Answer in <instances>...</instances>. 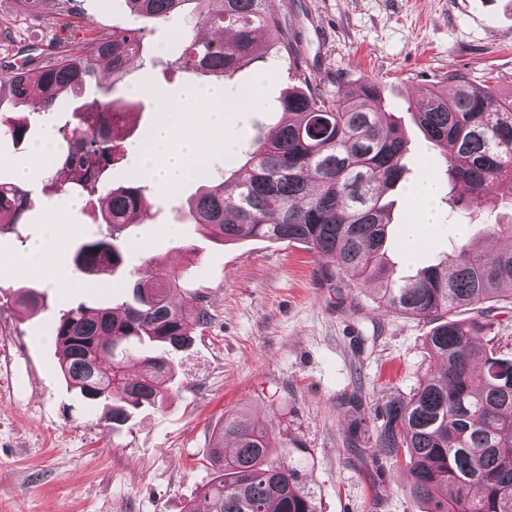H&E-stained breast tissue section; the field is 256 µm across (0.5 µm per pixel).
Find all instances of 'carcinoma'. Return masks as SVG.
Instances as JSON below:
<instances>
[{
  "instance_id": "1",
  "label": "carcinoma",
  "mask_w": 512,
  "mask_h": 512,
  "mask_svg": "<svg viewBox=\"0 0 512 512\" xmlns=\"http://www.w3.org/2000/svg\"><path fill=\"white\" fill-rule=\"evenodd\" d=\"M125 2L140 17H181L194 29L221 32L212 40L188 35L176 56L152 60L165 75L222 81L271 52H292L291 29L270 12L268 0ZM226 35L234 44L230 52ZM148 51L142 30L114 25L70 42L34 68L0 60V109L34 100L40 112L59 120L64 98H85L73 113L76 125L67 119L57 128L65 142L57 152L59 170L76 178L58 185L47 176L44 188L105 202L108 233L79 245L73 258L87 277L122 268L118 239L148 201L147 186L126 164L127 141L82 123L102 129L110 111L131 112L150 99L156 86L151 71L144 73L140 98H112L114 85ZM103 64L112 85L89 98ZM455 80L453 95L429 89L410 104L414 122L448 180L468 188L465 208L512 210V92L496 99L487 86ZM298 81L281 93V119L255 139L233 177L203 179L202 191L188 200L189 217L224 243L257 237L329 255L341 273L371 286L379 307L434 322L426 344L437 370L378 411L374 447L391 469L408 474L425 512H512V356L482 340L490 323L450 318L459 307L512 299V249L486 257L462 243L456 255L395 278L386 250V198L404 178L407 148L395 115L373 80L333 97L303 70ZM33 205L31 190L0 182V224L23 223ZM180 287L181 274L174 271L152 282L134 279L131 301L80 304L54 327L62 378L87 405L103 404L114 427L162 401L174 367L170 352L192 341L184 308L172 302ZM44 298L27 289L17 304L34 311ZM130 362L139 365L137 372H129ZM227 441L234 444L229 454ZM297 448L276 442L271 422L225 416L210 453L217 476L185 512H317L292 461Z\"/></svg>"
}]
</instances>
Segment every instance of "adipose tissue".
Instances as JSON below:
<instances>
[{
    "mask_svg": "<svg viewBox=\"0 0 512 512\" xmlns=\"http://www.w3.org/2000/svg\"><path fill=\"white\" fill-rule=\"evenodd\" d=\"M239 105V100L228 97L220 85L192 86L178 96L163 98L147 140L129 148L132 171L149 179L158 192L175 194L184 182L203 176L213 146L211 134L223 132L229 115ZM62 233L55 216H47L40 234L23 255H0V273L34 271L49 287H82L73 269L47 259L49 246Z\"/></svg>",
    "mask_w": 512,
    "mask_h": 512,
    "instance_id": "ef3b65f1",
    "label": "adipose tissue"
}]
</instances>
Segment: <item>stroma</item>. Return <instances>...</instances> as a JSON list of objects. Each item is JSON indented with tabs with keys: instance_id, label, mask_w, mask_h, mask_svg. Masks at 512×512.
Segmentation results:
<instances>
[{
	"instance_id": "1",
	"label": "stroma",
	"mask_w": 512,
	"mask_h": 512,
	"mask_svg": "<svg viewBox=\"0 0 512 512\" xmlns=\"http://www.w3.org/2000/svg\"><path fill=\"white\" fill-rule=\"evenodd\" d=\"M298 37V57L269 56L237 71L225 86L237 97L263 78L256 101L229 120L209 166L228 177L245 160L258 131L275 126L281 91L305 67L327 95L372 79L401 118L407 139L402 189L392 192L388 255L400 275L452 254L462 237L485 240L495 217L487 208L449 213L448 182L415 125L410 99L452 91L457 73L474 84L499 74V92L512 90V0H271ZM57 0H0V29L23 38L19 60L51 50L50 23L78 40L120 25L144 29L160 56L175 53L187 32L180 18L157 23L130 14L125 0H80L60 16ZM424 180L435 186L434 222L409 243L404 226L416 216L409 194ZM200 190L184 184L169 203L133 229L146 249L126 248L127 269L108 288L46 287L35 273L0 274V512H183L214 479L208 457L229 413L275 420L279 440L304 447L302 481L318 512H423L403 472L373 462L372 441L349 444L351 418L373 423L378 406L408 394L435 367L426 348L429 321L379 308L366 284L339 273L327 255L299 244L249 238L223 243L191 223L186 205ZM59 198L33 209L26 223L0 225V253H22ZM66 235L49 249L72 265L77 247L103 228L98 204L60 214ZM183 274L176 300L203 301L205 328L173 352L175 375L163 404L138 410L112 426L103 407L86 406L57 374L52 327L77 304L116 306L131 298V279ZM44 291L35 313L14 305L20 287ZM490 322L502 350L512 353V302L458 311ZM356 394L358 408L344 405Z\"/></svg>"
}]
</instances>
